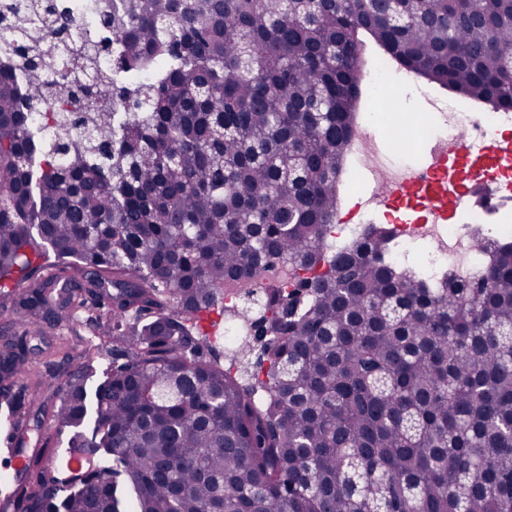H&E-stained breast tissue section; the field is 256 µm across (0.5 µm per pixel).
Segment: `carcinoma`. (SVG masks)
Wrapping results in <instances>:
<instances>
[{"label": "carcinoma", "mask_w": 512, "mask_h": 512, "mask_svg": "<svg viewBox=\"0 0 512 512\" xmlns=\"http://www.w3.org/2000/svg\"><path fill=\"white\" fill-rule=\"evenodd\" d=\"M74 8L0 0V288L26 283L0 369L95 297L110 357L92 392L67 375L53 423L108 470L29 458L24 512H512V241L478 235L486 271L432 284L384 224L327 236L355 30L512 112V0H108L89 32ZM281 266L239 312L265 336L245 380L195 316Z\"/></svg>", "instance_id": "carcinoma-1"}]
</instances>
